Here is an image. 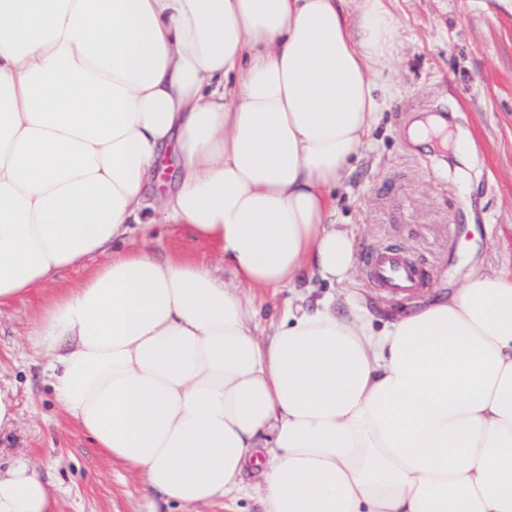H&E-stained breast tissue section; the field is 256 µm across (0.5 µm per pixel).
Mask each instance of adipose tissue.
I'll return each instance as SVG.
<instances>
[{"mask_svg":"<svg viewBox=\"0 0 512 512\" xmlns=\"http://www.w3.org/2000/svg\"><path fill=\"white\" fill-rule=\"evenodd\" d=\"M0 0V304L103 256L26 340L55 400L149 490L264 512H512V271L374 319L299 298L269 334L248 291L347 287L334 189L389 92L390 0ZM167 217L214 269L147 244ZM0 512H52L0 473ZM149 218L156 224H161L162 245L158 248V255L162 258H180L206 265H213L218 273L224 276V282L235 285L234 275L229 267L224 268V262L217 259L216 247L208 242L196 239L189 229L183 225L166 222L160 211L147 210Z\"/></svg>","mask_w":512,"mask_h":512,"instance_id":"obj_1","label":"adipose tissue"}]
</instances>
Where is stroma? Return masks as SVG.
<instances>
[{"label": "stroma", "mask_w": 512, "mask_h": 512, "mask_svg": "<svg viewBox=\"0 0 512 512\" xmlns=\"http://www.w3.org/2000/svg\"><path fill=\"white\" fill-rule=\"evenodd\" d=\"M401 30L394 93L355 171L336 190V221L356 234L357 302L413 307L447 296L479 266L512 269V0H391ZM443 119L440 137L411 140L410 126ZM160 221V257L217 265L213 244ZM391 248L421 275L416 292L393 295L369 280L373 253ZM99 263L86 257L0 306V380L16 390L18 418L0 439V466L23 460L49 483L54 512H262L259 478L228 504L181 506L145 491L142 474L94 448L57 405L25 336L39 309Z\"/></svg>", "instance_id": "1"}]
</instances>
